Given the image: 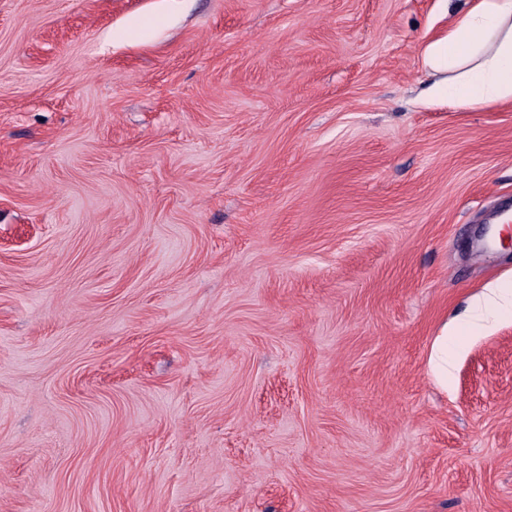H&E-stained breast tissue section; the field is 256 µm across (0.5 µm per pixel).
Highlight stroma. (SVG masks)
<instances>
[{
  "mask_svg": "<svg viewBox=\"0 0 512 512\" xmlns=\"http://www.w3.org/2000/svg\"><path fill=\"white\" fill-rule=\"evenodd\" d=\"M447 32L0 0V512H512V101L427 95ZM432 371L441 386H446L448 381V338L439 336L433 347L430 359Z\"/></svg>",
  "mask_w": 512,
  "mask_h": 512,
  "instance_id": "35a3bbf8",
  "label": "stroma"
}]
</instances>
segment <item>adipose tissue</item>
Segmentation results:
<instances>
[{
    "mask_svg": "<svg viewBox=\"0 0 512 512\" xmlns=\"http://www.w3.org/2000/svg\"><path fill=\"white\" fill-rule=\"evenodd\" d=\"M427 61L447 72L436 90L451 105L512 100V0H471L456 13L447 35L430 47Z\"/></svg>",
    "mask_w": 512,
    "mask_h": 512,
    "instance_id": "1",
    "label": "adipose tissue"
}]
</instances>
